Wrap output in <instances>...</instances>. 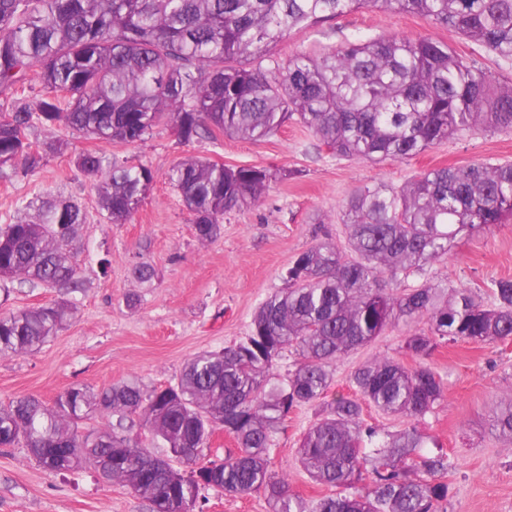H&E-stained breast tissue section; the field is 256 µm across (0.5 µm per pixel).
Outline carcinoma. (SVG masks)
Returning <instances> with one entry per match:
<instances>
[{"label":"carcinoma","instance_id":"carcinoma-1","mask_svg":"<svg viewBox=\"0 0 512 512\" xmlns=\"http://www.w3.org/2000/svg\"><path fill=\"white\" fill-rule=\"evenodd\" d=\"M369 7L417 14L512 61V0H0V173L32 171L69 142L33 147L29 130L68 128L80 137L137 144L161 124L182 143L218 131L250 140L295 121L336 157L379 164L403 160L481 129H512V83L493 82L447 44L426 36L360 37L318 55L281 62L273 49L292 32ZM74 164L102 178L101 209L126 223L154 182L151 168L127 166L93 150ZM168 181L211 241L224 213L259 202L272 179L265 168L226 167L189 157ZM348 251L330 236L298 254L288 287L255 310L249 332L219 352L183 366L174 386L135 380L99 392L72 386L52 403L24 397L0 405V447L20 442L50 471L89 465L128 486L152 512H203V491L240 496L263 491L272 512H439L449 485L435 481L452 463L420 453L412 425L377 439L363 427V405L418 417L443 396L426 364L384 358L358 367L352 393L327 398L333 364L402 323L426 320L407 349L428 357L440 343L512 338V278L491 284L485 302L467 288L441 300L430 281L401 287V277L443 261L463 235L512 220V162L427 170L401 186L358 188L340 217ZM87 218L67 198L45 199L31 221L0 228V279L80 287L73 243ZM54 301L0 315V354L38 349L68 320ZM292 350L294 370L270 373ZM323 401L301 439L310 477L338 492L308 507L269 469L274 436L290 409ZM96 413L104 427L82 433ZM163 442L155 455L123 431L132 417ZM512 438V403L492 416ZM236 451L182 473L175 459L206 457L218 430Z\"/></svg>","mask_w":512,"mask_h":512}]
</instances>
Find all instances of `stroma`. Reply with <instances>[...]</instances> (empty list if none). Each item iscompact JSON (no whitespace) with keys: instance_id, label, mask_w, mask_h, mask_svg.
Listing matches in <instances>:
<instances>
[{"instance_id":"35a3bbf8","label":"stroma","mask_w":512,"mask_h":512,"mask_svg":"<svg viewBox=\"0 0 512 512\" xmlns=\"http://www.w3.org/2000/svg\"><path fill=\"white\" fill-rule=\"evenodd\" d=\"M389 33L431 36L492 80L512 81V62L482 45L416 15L368 8L298 30L274 55L285 61L296 53ZM32 139L68 140L121 163L145 164L155 182L127 223L112 224L101 215L97 179L76 168L69 154L48 156L41 168L26 174L0 172V225L31 217L26 202L48 196L75 198L87 215L78 253L80 290L17 280L0 290V314L60 297L75 307L73 318L41 349L0 355V403L26 395L50 402L75 385L99 391L131 378L148 388L176 384L193 355L222 350L246 336L259 303L284 288L283 275L295 256L335 234L340 209L357 188L397 187L433 168L512 162V130L494 129L379 164L334 157L296 123L262 140L219 133L183 144L167 126L134 145L77 138L62 126L36 129ZM193 155L228 167L278 172L258 203L225 214L222 232L212 242L197 237L191 214L167 179L174 165ZM139 265L152 269L151 279L136 278ZM502 277H512V222L462 239L443 262L426 275H410L405 284L416 287L429 279L484 298ZM407 335V326L397 325L337 361L333 391L348 392L351 372L364 363L391 358L409 368L418 365L405 348ZM427 363L445 382L442 398L429 412L410 419L368 407L366 423L391 434L417 426L425 453L447 454L453 464L442 476L450 487L447 512H512V441L489 427L493 412L512 401V338L442 343ZM319 410L316 404L291 409L270 452L271 467L285 476L289 493L309 503L332 492L297 461L300 439ZM0 512H150V506L121 482H105L93 468L46 470L19 444L0 447Z\"/></svg>"}]
</instances>
